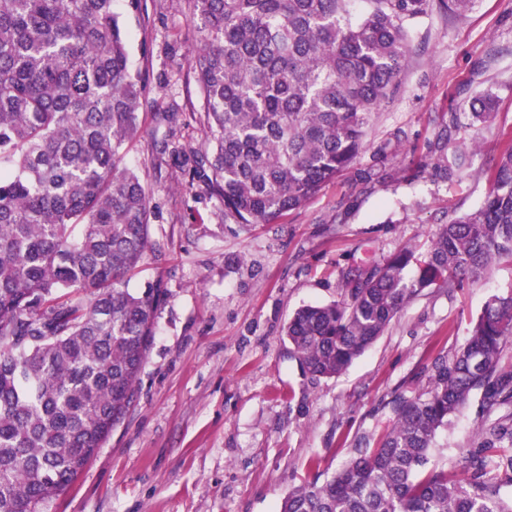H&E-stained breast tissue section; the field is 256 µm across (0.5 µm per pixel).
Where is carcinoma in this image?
<instances>
[{
	"label": "carcinoma",
	"instance_id": "1",
	"mask_svg": "<svg viewBox=\"0 0 512 512\" xmlns=\"http://www.w3.org/2000/svg\"><path fill=\"white\" fill-rule=\"evenodd\" d=\"M114 0H0V512H40L127 417L165 289L127 277L150 252L152 194L124 163L141 128L143 77L130 68ZM193 63L206 111L201 174L238 224H272L362 154L400 82L410 31L433 0H192ZM475 0H438L462 19ZM498 95L448 112L432 168L462 179ZM478 208L343 277L285 336L315 378L346 370L424 288L473 287L512 264V139L481 169ZM512 292L493 294L466 344L429 385L392 401L393 426L279 512H512V416L478 428L460 465L434 460L437 432L476 391L486 417L512 398L499 368Z\"/></svg>",
	"mask_w": 512,
	"mask_h": 512
}]
</instances>
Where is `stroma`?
I'll return each instance as SVG.
<instances>
[{"label":"stroma","mask_w":512,"mask_h":512,"mask_svg":"<svg viewBox=\"0 0 512 512\" xmlns=\"http://www.w3.org/2000/svg\"><path fill=\"white\" fill-rule=\"evenodd\" d=\"M114 10L146 79L141 132L124 161L152 189L150 233L162 251L128 286L159 279L167 295L136 406L41 512H278L289 490L334 473L385 431L391 401L426 388L486 298L512 291L508 264L480 286L423 289L331 379H311L284 335L298 308L337 299L351 267L404 246L426 251L453 213L483 203L477 170L512 132V0H477L461 20L432 10L357 162L277 223L247 227L226 220L192 177L204 133L189 0H144L139 14L117 0ZM493 48L500 54L478 78L499 105L475 173L442 179L429 147L449 110L467 117L473 68ZM481 400L473 393L439 433L436 461H458L473 442Z\"/></svg>","instance_id":"obj_1"}]
</instances>
